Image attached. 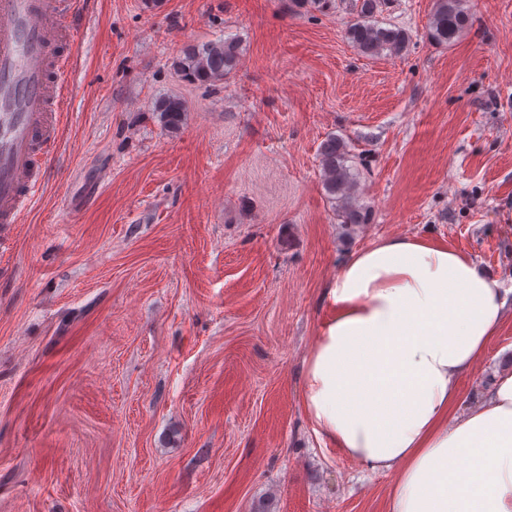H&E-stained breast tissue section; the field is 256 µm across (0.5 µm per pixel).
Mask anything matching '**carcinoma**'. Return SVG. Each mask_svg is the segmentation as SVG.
<instances>
[{"label":"carcinoma","instance_id":"cac0c4a2","mask_svg":"<svg viewBox=\"0 0 512 512\" xmlns=\"http://www.w3.org/2000/svg\"><path fill=\"white\" fill-rule=\"evenodd\" d=\"M297 11L322 12L331 0H290ZM385 0H351V19L345 29L346 39L363 56L379 58L400 56L412 40L409 31L401 27H383L375 20ZM468 21L463 0H435L428 35L439 45H449L460 36ZM241 59V41L229 34L214 41L189 44L174 62V67L191 81L215 85L233 75ZM154 111L169 128L176 129L187 111L184 100L167 95L158 98ZM322 182L327 196L335 203L336 219L345 225L365 224L366 209L357 203V179L344 138L332 136L321 147Z\"/></svg>","mask_w":512,"mask_h":512}]
</instances>
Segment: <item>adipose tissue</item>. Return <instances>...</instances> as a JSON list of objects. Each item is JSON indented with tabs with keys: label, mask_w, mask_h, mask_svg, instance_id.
Segmentation results:
<instances>
[{
	"label": "adipose tissue",
	"mask_w": 512,
	"mask_h": 512,
	"mask_svg": "<svg viewBox=\"0 0 512 512\" xmlns=\"http://www.w3.org/2000/svg\"><path fill=\"white\" fill-rule=\"evenodd\" d=\"M328 296L306 361L318 437L396 473L389 512H512V371L457 413L512 290L445 242L400 236L351 253Z\"/></svg>",
	"instance_id": "obj_1"
}]
</instances>
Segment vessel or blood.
<instances>
[{
	"mask_svg": "<svg viewBox=\"0 0 512 512\" xmlns=\"http://www.w3.org/2000/svg\"><path fill=\"white\" fill-rule=\"evenodd\" d=\"M88 0H0V225L25 223L43 195Z\"/></svg>",
	"mask_w": 512,
	"mask_h": 512,
	"instance_id": "obj_1",
	"label": "vessel or blood"
}]
</instances>
